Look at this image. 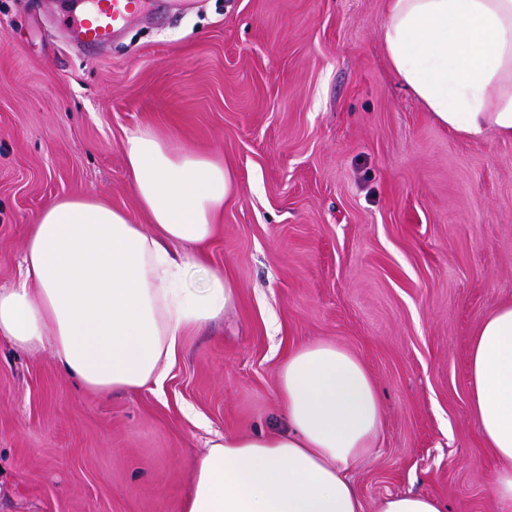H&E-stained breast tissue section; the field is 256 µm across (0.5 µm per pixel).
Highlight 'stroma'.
Masks as SVG:
<instances>
[{
    "instance_id": "stroma-1",
    "label": "stroma",
    "mask_w": 512,
    "mask_h": 512,
    "mask_svg": "<svg viewBox=\"0 0 512 512\" xmlns=\"http://www.w3.org/2000/svg\"><path fill=\"white\" fill-rule=\"evenodd\" d=\"M141 0L104 47L86 0H0V288L48 203L94 196L147 224L123 144L150 128L220 159L236 190L205 268L236 287L157 385L78 386L0 342V512H180L225 435L283 425L280 364L359 358L384 427L352 473L364 512L420 492L502 512L470 408L471 341L512 302V140L439 125L389 66L385 0Z\"/></svg>"
}]
</instances>
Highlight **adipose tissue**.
Instances as JSON below:
<instances>
[{
  "mask_svg": "<svg viewBox=\"0 0 512 512\" xmlns=\"http://www.w3.org/2000/svg\"><path fill=\"white\" fill-rule=\"evenodd\" d=\"M383 41L440 125L512 138V0H387ZM123 154L149 227L94 197L51 202L30 229L19 281L0 289V339L50 347L63 371L102 394L161 382L183 334L234 297L215 273L188 284L233 192L230 170L148 128L127 136ZM469 387L477 429L502 464L490 491L512 512V304L481 322ZM278 394L285 430L214 444L180 512H363L349 472L383 423L363 363L329 343L296 347Z\"/></svg>",
  "mask_w": 512,
  "mask_h": 512,
  "instance_id": "ef3b65f1",
  "label": "adipose tissue"
}]
</instances>
